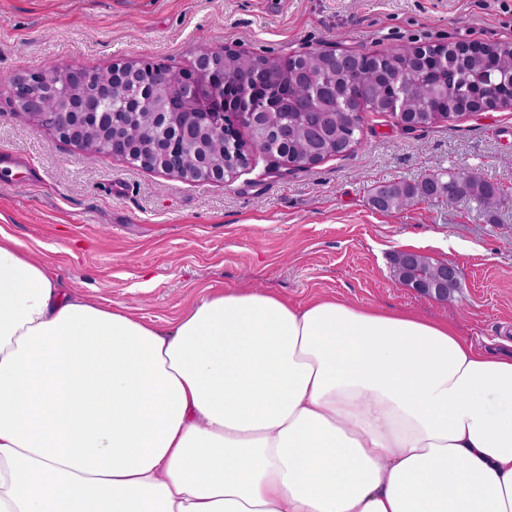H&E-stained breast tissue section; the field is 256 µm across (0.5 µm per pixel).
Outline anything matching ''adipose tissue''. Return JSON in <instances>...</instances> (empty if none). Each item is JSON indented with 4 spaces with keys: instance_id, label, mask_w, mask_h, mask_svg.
I'll list each match as a JSON object with an SVG mask.
<instances>
[{
    "instance_id": "adipose-tissue-1",
    "label": "adipose tissue",
    "mask_w": 512,
    "mask_h": 512,
    "mask_svg": "<svg viewBox=\"0 0 512 512\" xmlns=\"http://www.w3.org/2000/svg\"><path fill=\"white\" fill-rule=\"evenodd\" d=\"M0 512H512V352L265 290L164 331L4 235Z\"/></svg>"
}]
</instances>
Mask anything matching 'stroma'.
<instances>
[{"instance_id": "stroma-1", "label": "stroma", "mask_w": 512, "mask_h": 512, "mask_svg": "<svg viewBox=\"0 0 512 512\" xmlns=\"http://www.w3.org/2000/svg\"><path fill=\"white\" fill-rule=\"evenodd\" d=\"M452 42L512 43V0H0V233L72 292L163 328L239 287L408 310L479 347L512 342V107L415 131L368 112L362 143L342 155L299 169L257 155L214 183L55 141L15 111L5 83L63 63L179 70L220 46L277 60ZM453 168L498 186L501 206L418 200L382 212L370 202L380 183ZM399 249L455 265L459 290L443 303L395 282Z\"/></svg>"}]
</instances>
